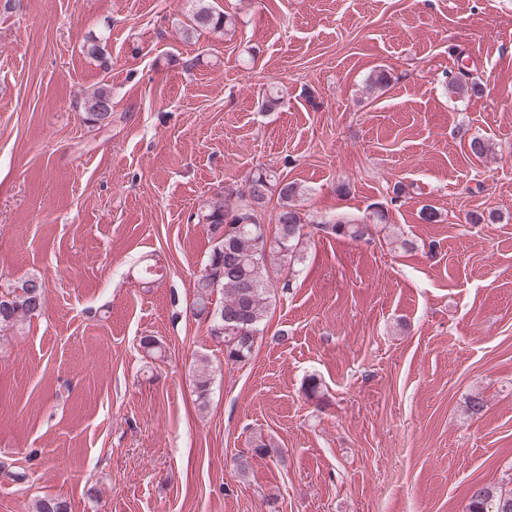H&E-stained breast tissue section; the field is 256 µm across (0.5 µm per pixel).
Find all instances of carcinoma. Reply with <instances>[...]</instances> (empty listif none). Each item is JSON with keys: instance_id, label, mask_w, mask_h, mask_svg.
Wrapping results in <instances>:
<instances>
[{"instance_id": "carcinoma-1", "label": "carcinoma", "mask_w": 512, "mask_h": 512, "mask_svg": "<svg viewBox=\"0 0 512 512\" xmlns=\"http://www.w3.org/2000/svg\"><path fill=\"white\" fill-rule=\"evenodd\" d=\"M231 24L230 15L200 6L187 25L186 37L199 28L222 31ZM448 90L457 95H477L482 87L469 73L459 70L448 77ZM84 111L91 123L110 124L111 89L101 86L93 90L85 98ZM274 191L278 192L280 210L271 230L260 224L251 200L266 201ZM302 195L298 184L285 182L274 171L261 167L249 173L242 186L224 189V199L201 206L195 214L198 222L209 226L212 238L222 239L221 249H212L208 259L215 274L197 280L196 312L207 321L209 335L224 346V363L228 365L251 357L256 339L264 331L270 305V269L276 265L291 267L301 261L298 245L306 227L352 239H362L368 232L365 224H307L296 204ZM218 290L224 292V301L215 305L211 297ZM45 302V281L39 276L7 288L0 293V327L39 314ZM211 383L209 360L203 356L195 373L200 397H205ZM35 512H68V505L45 495L36 500ZM468 512H512V491L478 487L471 493Z\"/></svg>"}]
</instances>
